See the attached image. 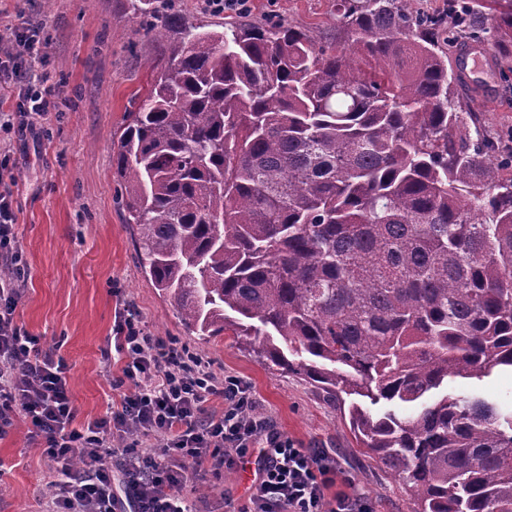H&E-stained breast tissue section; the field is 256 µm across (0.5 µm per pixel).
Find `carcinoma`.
I'll use <instances>...</instances> for the list:
<instances>
[{"label": "carcinoma", "instance_id": "obj_1", "mask_svg": "<svg viewBox=\"0 0 512 512\" xmlns=\"http://www.w3.org/2000/svg\"><path fill=\"white\" fill-rule=\"evenodd\" d=\"M484 2L336 0L348 44L324 48L282 19L216 32L130 0L165 52L112 177L153 286L200 339L348 406L414 512H512V409L448 393L512 370V150L455 100L442 50L482 38ZM495 23L507 58L512 8Z\"/></svg>", "mask_w": 512, "mask_h": 512}]
</instances>
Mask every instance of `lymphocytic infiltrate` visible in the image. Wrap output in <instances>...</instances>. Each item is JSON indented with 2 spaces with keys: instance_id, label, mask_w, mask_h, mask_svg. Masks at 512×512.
I'll use <instances>...</instances> for the list:
<instances>
[{
  "instance_id": "lymphocytic-infiltrate-1",
  "label": "lymphocytic infiltrate",
  "mask_w": 512,
  "mask_h": 512,
  "mask_svg": "<svg viewBox=\"0 0 512 512\" xmlns=\"http://www.w3.org/2000/svg\"><path fill=\"white\" fill-rule=\"evenodd\" d=\"M46 50L39 30L18 31L11 48L0 49V78L18 76L25 59ZM17 97L14 111L0 113V129L31 126L59 107L55 87L43 81L24 82ZM0 260L15 271L0 279V436L17 420L30 423L55 472L51 512H191L180 493L190 474L220 478L248 460L256 478L246 512H370L359 498L327 501L336 466L326 452L283 435L257 412L246 382L217 376L201 355L153 336L129 307L119 311L113 338L124 362L112 384L120 401L75 427L66 365L15 322L17 280L28 267L15 236L11 190L1 182ZM211 400L222 402L220 414L207 413ZM109 455L121 456L120 474L106 465Z\"/></svg>"
}]
</instances>
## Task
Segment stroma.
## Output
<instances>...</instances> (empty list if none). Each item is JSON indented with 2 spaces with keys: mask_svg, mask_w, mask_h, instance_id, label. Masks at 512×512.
I'll return each mask as SVG.
<instances>
[{
  "mask_svg": "<svg viewBox=\"0 0 512 512\" xmlns=\"http://www.w3.org/2000/svg\"><path fill=\"white\" fill-rule=\"evenodd\" d=\"M335 0H252L246 18L287 19L317 44L335 42ZM40 26L46 57L24 62V78H48L68 99L25 130H0V153L13 176L15 234L28 260L27 283L15 320L67 366L76 425L103 416L118 391L120 364L107 361L115 312L136 310L147 329L187 345L217 376L247 381L259 410L304 448H324L336 461L327 498L358 496L373 512H413L398 478L361 454L347 416L296 376L269 370L231 337L203 342L182 325L153 287L136 251L132 228L115 201L112 151L125 127L131 99L145 95L156 75L160 48L141 42L128 0H0V34ZM461 100L480 118L485 134L512 147V71L495 63L479 88H461ZM480 390L512 407V376L482 381L454 378L449 392ZM51 464L30 426L17 422L0 438V512H43ZM190 477L181 494L193 512H243L250 484L241 470L207 479L197 491Z\"/></svg>",
  "mask_w": 512,
  "mask_h": 512,
  "instance_id": "35a3bbf8",
  "label": "stroma"
}]
</instances>
